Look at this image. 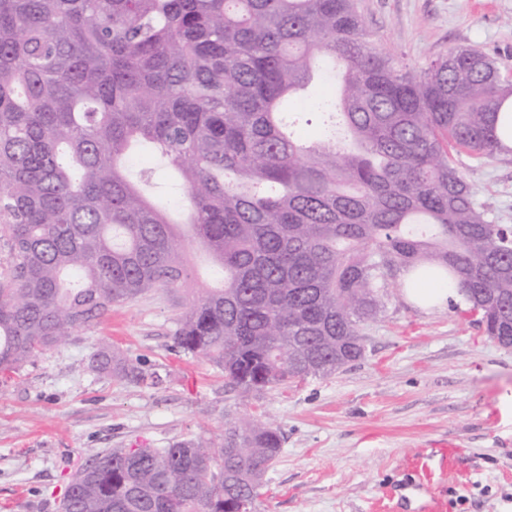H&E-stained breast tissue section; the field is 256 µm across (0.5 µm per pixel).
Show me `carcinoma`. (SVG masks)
I'll return each instance as SVG.
<instances>
[{
  "mask_svg": "<svg viewBox=\"0 0 512 512\" xmlns=\"http://www.w3.org/2000/svg\"><path fill=\"white\" fill-rule=\"evenodd\" d=\"M339 65L306 146L283 101ZM180 178L188 230L131 174L133 147ZM512 154V75L456 46L415 67L378 45L357 0H0V376L112 308L189 274L222 276L178 320L183 351L245 396L363 357L362 325L406 271L512 344V224L464 159ZM93 370L141 379L102 350ZM280 431L237 419L128 455L66 488L71 512H252Z\"/></svg>",
  "mask_w": 512,
  "mask_h": 512,
  "instance_id": "cac0c4a2",
  "label": "carcinoma"
}]
</instances>
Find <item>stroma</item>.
Here are the masks:
<instances>
[{"mask_svg":"<svg viewBox=\"0 0 512 512\" xmlns=\"http://www.w3.org/2000/svg\"><path fill=\"white\" fill-rule=\"evenodd\" d=\"M367 30L411 65L474 45L512 72V0H358ZM481 200L512 224V160L467 163ZM194 281L113 308L0 379V512H60L77 468L111 448L224 441L227 421L283 436L254 512H512V348L452 308L421 310L394 282L363 329L365 353L328 377L245 397L175 342L178 318L220 282ZM112 350L145 379L89 368Z\"/></svg>","mask_w":512,"mask_h":512,"instance_id":"1","label":"stroma"}]
</instances>
